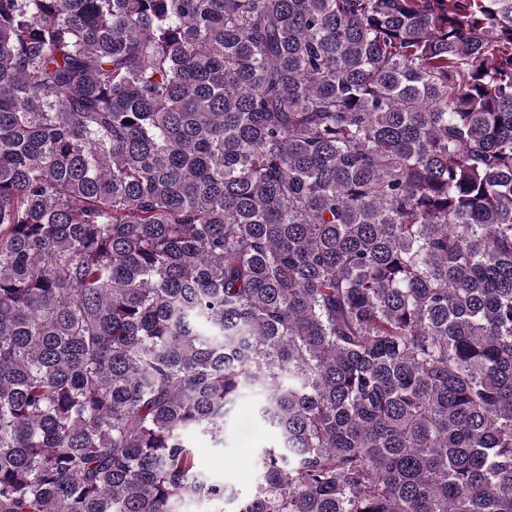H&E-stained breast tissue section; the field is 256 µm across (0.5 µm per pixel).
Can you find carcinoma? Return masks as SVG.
Wrapping results in <instances>:
<instances>
[{
	"mask_svg": "<svg viewBox=\"0 0 512 512\" xmlns=\"http://www.w3.org/2000/svg\"><path fill=\"white\" fill-rule=\"evenodd\" d=\"M227 499L512 512V0H0V512ZM256 398H242L228 424L224 447L215 448L208 437L189 436L201 469L212 479L242 489L256 482L259 471L255 465L260 448L277 446V435L269 426L254 419Z\"/></svg>",
	"mask_w": 512,
	"mask_h": 512,
	"instance_id": "obj_1",
	"label": "carcinoma"
}]
</instances>
